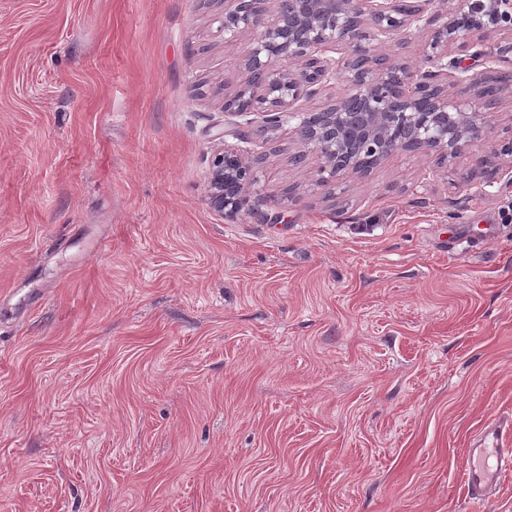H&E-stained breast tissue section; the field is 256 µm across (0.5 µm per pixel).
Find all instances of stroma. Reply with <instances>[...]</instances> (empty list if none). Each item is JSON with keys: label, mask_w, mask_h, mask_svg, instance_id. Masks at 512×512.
<instances>
[{"label": "stroma", "mask_w": 512, "mask_h": 512, "mask_svg": "<svg viewBox=\"0 0 512 512\" xmlns=\"http://www.w3.org/2000/svg\"><path fill=\"white\" fill-rule=\"evenodd\" d=\"M222 0H0V512H512V156L329 187L231 116ZM251 208L210 206L219 148ZM512 423L487 424L467 448L464 479L474 502L484 501L500 485L506 472L512 471V448H504Z\"/></svg>", "instance_id": "1"}]
</instances>
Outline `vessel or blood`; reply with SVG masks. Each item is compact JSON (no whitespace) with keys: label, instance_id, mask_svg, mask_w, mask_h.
<instances>
[{"label":"vessel or blood","instance_id":"b4317fda","mask_svg":"<svg viewBox=\"0 0 512 512\" xmlns=\"http://www.w3.org/2000/svg\"><path fill=\"white\" fill-rule=\"evenodd\" d=\"M510 434L512 423L491 422L467 449L464 479L474 502L484 501L500 485L503 476L512 471V448L504 445Z\"/></svg>","mask_w":512,"mask_h":512}]
</instances>
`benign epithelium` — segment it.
Here are the masks:
<instances>
[{
  "instance_id": "benign-epithelium-1",
  "label": "benign epithelium",
  "mask_w": 512,
  "mask_h": 512,
  "mask_svg": "<svg viewBox=\"0 0 512 512\" xmlns=\"http://www.w3.org/2000/svg\"><path fill=\"white\" fill-rule=\"evenodd\" d=\"M266 3L224 0V30H259L239 56L244 80L224 96V112H261L272 136L296 115L298 101L313 98L331 81L344 82L340 96L310 111L315 121L295 128L301 150L291 162L306 167L315 155L317 186L346 174L365 176L384 158L418 149L450 164L469 154L470 178L488 173L490 158L478 153L487 109L512 95V70L499 77L494 100L486 102V77L462 62L471 54L512 67V0H467L464 14L450 8L446 16L427 18L405 0H274L270 21L264 19ZM422 20L431 28L423 53L429 69L378 52L382 36L407 48L410 28ZM340 48L349 56L343 64L330 56ZM450 51L457 56L448 58ZM459 83L473 90L477 103L455 101L450 89ZM216 160L210 204L233 217L249 206L256 175L239 153L224 151Z\"/></svg>"
}]
</instances>
